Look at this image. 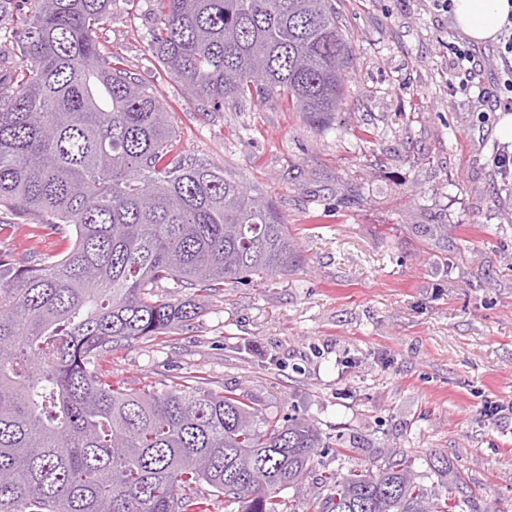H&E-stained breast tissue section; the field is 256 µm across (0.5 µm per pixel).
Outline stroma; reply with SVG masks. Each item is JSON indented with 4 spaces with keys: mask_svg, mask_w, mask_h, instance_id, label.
<instances>
[{
    "mask_svg": "<svg viewBox=\"0 0 512 512\" xmlns=\"http://www.w3.org/2000/svg\"><path fill=\"white\" fill-rule=\"evenodd\" d=\"M336 9L354 62L324 123L282 100H191L151 48L153 0H112V50L169 109L179 149L272 201L300 261L198 296L190 326L118 349L103 368L131 391L199 375L342 438L349 456H315L284 490L300 512L322 498V472L393 451L429 493L463 475L465 512H512V174L495 165L512 143L496 130L498 45H468L433 0ZM466 45L482 63L471 74L454 53ZM421 224L447 225V244ZM35 230L17 216L0 247L61 256L73 245L70 227Z\"/></svg>",
    "mask_w": 512,
    "mask_h": 512,
    "instance_id": "35a3bbf8",
    "label": "stroma"
}]
</instances>
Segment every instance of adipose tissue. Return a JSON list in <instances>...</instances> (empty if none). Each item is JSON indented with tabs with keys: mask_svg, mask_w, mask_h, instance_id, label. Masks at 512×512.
<instances>
[{
	"mask_svg": "<svg viewBox=\"0 0 512 512\" xmlns=\"http://www.w3.org/2000/svg\"><path fill=\"white\" fill-rule=\"evenodd\" d=\"M456 29L476 44L497 41L512 19V0H452Z\"/></svg>",
	"mask_w": 512,
	"mask_h": 512,
	"instance_id": "obj_1",
	"label": "adipose tissue"
}]
</instances>
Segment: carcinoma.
I'll use <instances>...</instances> for the list:
<instances>
[{"mask_svg": "<svg viewBox=\"0 0 512 512\" xmlns=\"http://www.w3.org/2000/svg\"><path fill=\"white\" fill-rule=\"evenodd\" d=\"M156 58L195 100H288L326 120L353 65L335 0H154ZM112 0H0V208L72 227L68 253L0 250V512H296L311 423L188 376L128 392L100 360L191 324L169 285L217 292L299 262L269 201L177 151L164 104L96 30ZM25 64L18 74L10 66ZM421 236L448 238V225ZM319 512H464L406 454L321 477Z\"/></svg>", "mask_w": 512, "mask_h": 512, "instance_id": "1", "label": "carcinoma"}]
</instances>
